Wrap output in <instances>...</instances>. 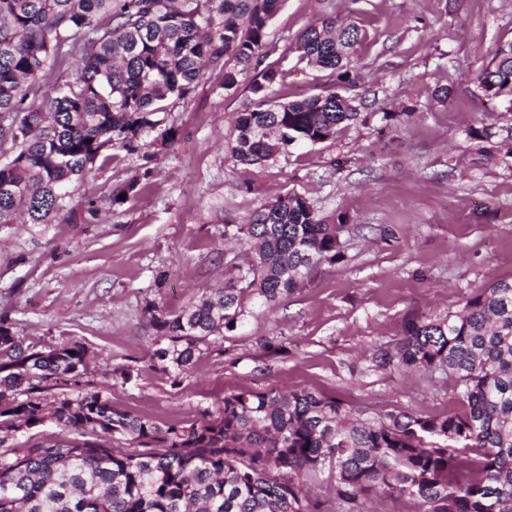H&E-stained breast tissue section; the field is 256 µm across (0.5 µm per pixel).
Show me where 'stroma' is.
<instances>
[{
	"instance_id": "stroma-1",
	"label": "stroma",
	"mask_w": 512,
	"mask_h": 512,
	"mask_svg": "<svg viewBox=\"0 0 512 512\" xmlns=\"http://www.w3.org/2000/svg\"><path fill=\"white\" fill-rule=\"evenodd\" d=\"M331 12L366 33L346 80L294 50ZM508 41L512 0H282L263 50L282 73L275 99L334 92L351 100L355 121L265 165H242L231 151L234 123L261 71L243 72L230 89L214 71L168 114L173 145L152 144L148 164L112 150L72 186L70 203L143 177L141 191L84 221L0 224V315L28 341L79 343L89 356L81 385L51 397L105 388L114 407L164 427L201 421L244 385L307 388L369 412L460 409L445 379L377 369L370 355L394 345L406 319L460 311L512 277V98L486 94L477 80ZM289 192L343 225V260L173 383L153 357L148 307L176 310L223 287L248 258L225 242V225L248 223ZM261 336L282 340L285 352L262 355Z\"/></svg>"
}]
</instances>
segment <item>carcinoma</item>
Here are the masks:
<instances>
[{"label": "carcinoma", "instance_id": "1", "mask_svg": "<svg viewBox=\"0 0 512 512\" xmlns=\"http://www.w3.org/2000/svg\"><path fill=\"white\" fill-rule=\"evenodd\" d=\"M282 0H0V224H47L65 208L69 186L104 151L144 152L143 137L165 127L169 105L220 70L224 88L262 64L270 19ZM354 24L329 17L301 33L299 60L331 72L360 42ZM80 55L77 76L53 90L48 106L28 101L52 61ZM280 71L267 65L238 114L233 155L248 166L295 141L333 137L357 118L336 93L275 102ZM491 96L512 97V41L478 75ZM341 228L288 193L224 238L254 248L213 297L178 311L147 309L154 352L173 384L237 330L256 305L292 293L342 254ZM0 431L49 419L75 438L0 453V512H369L371 499L416 505V512H512V278L497 279L462 310L410 319L378 369L405 367L448 379L463 410L416 416L385 408L366 417L306 388L224 396L203 421L162 427L112 405L100 391L48 401L50 389L77 386L85 347L45 350L0 316ZM117 434L131 448H114ZM332 498L311 495L323 474Z\"/></svg>", "mask_w": 512, "mask_h": 512}]
</instances>
